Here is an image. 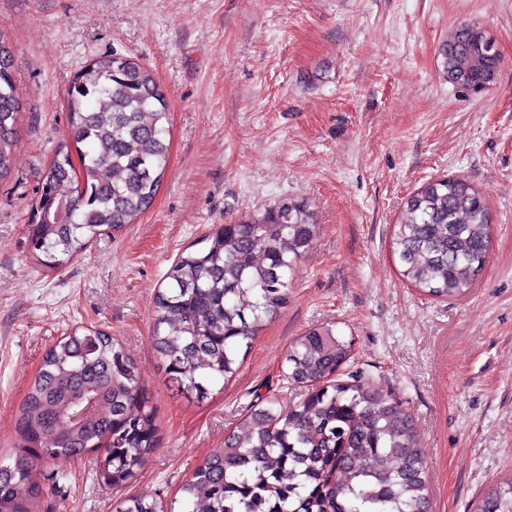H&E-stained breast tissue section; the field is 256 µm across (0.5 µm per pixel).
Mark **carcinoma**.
Instances as JSON below:
<instances>
[{
  "instance_id": "1",
  "label": "carcinoma",
  "mask_w": 512,
  "mask_h": 512,
  "mask_svg": "<svg viewBox=\"0 0 512 512\" xmlns=\"http://www.w3.org/2000/svg\"><path fill=\"white\" fill-rule=\"evenodd\" d=\"M448 81L480 93L501 59L485 30L455 26L439 52ZM15 54L0 26V182L11 175L21 105ZM67 141L42 171L28 249L56 268L104 230L132 224L152 205L170 149V111L158 77L118 53L75 73L66 94ZM78 164H73L71 150ZM484 197L461 178L423 184L407 199L394 237L402 275L434 297L464 294L488 258ZM317 233L307 205L280 201L205 236L166 274L153 306L154 349L169 380L204 399L234 374L242 349L288 302L289 277ZM352 344L312 328L288 351L287 382L304 389L283 409L254 408L224 447L182 487L181 512H429L426 464L411 416L368 378L346 371ZM159 445L138 365L109 334L72 333L44 355L14 421L13 462L0 464V512H35L36 472L96 454L105 489L137 477ZM119 512H174L156 498ZM480 512H512V480Z\"/></svg>"
}]
</instances>
